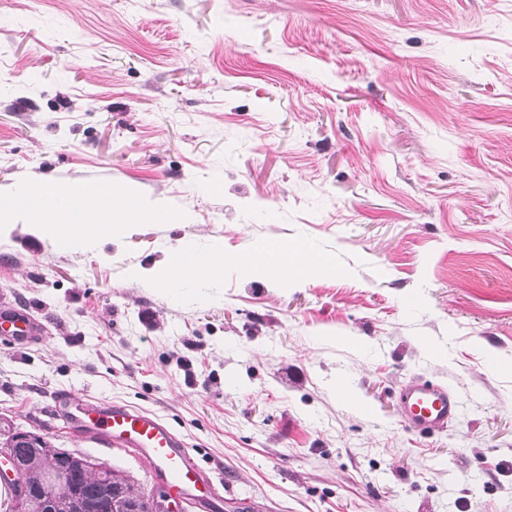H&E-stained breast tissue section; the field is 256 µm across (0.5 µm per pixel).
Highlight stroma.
<instances>
[{
	"label": "stroma",
	"mask_w": 512,
	"mask_h": 512,
	"mask_svg": "<svg viewBox=\"0 0 512 512\" xmlns=\"http://www.w3.org/2000/svg\"><path fill=\"white\" fill-rule=\"evenodd\" d=\"M42 179L182 221L86 250L0 231V310L45 328L0 338V425L147 493L53 399L155 412L223 512H512V0H0V194ZM184 242L338 273L152 287ZM415 378L458 400L446 428L403 423Z\"/></svg>",
	"instance_id": "stroma-1"
}]
</instances>
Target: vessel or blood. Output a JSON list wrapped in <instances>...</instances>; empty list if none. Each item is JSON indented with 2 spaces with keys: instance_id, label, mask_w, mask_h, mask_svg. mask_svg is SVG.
<instances>
[{
  "instance_id": "vessel-or-blood-1",
  "label": "vessel or blood",
  "mask_w": 512,
  "mask_h": 512,
  "mask_svg": "<svg viewBox=\"0 0 512 512\" xmlns=\"http://www.w3.org/2000/svg\"><path fill=\"white\" fill-rule=\"evenodd\" d=\"M5 330L17 341L39 338L41 327L21 310L4 320ZM399 404L403 422L419 432H433L457 418V399L440 384L415 379L402 386ZM56 412L70 426L87 436L146 457L154 466L166 493L185 498L197 512H219L220 507L206 493L211 478L192 448L171 425L158 415L131 405L91 401L74 394L60 398Z\"/></svg>"
}]
</instances>
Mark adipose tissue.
I'll list each match as a JSON object with an SVG mask.
<instances>
[{"label": "adipose tissue", "mask_w": 512, "mask_h": 512, "mask_svg": "<svg viewBox=\"0 0 512 512\" xmlns=\"http://www.w3.org/2000/svg\"><path fill=\"white\" fill-rule=\"evenodd\" d=\"M36 204L48 209V220H37L32 210ZM20 217L37 225L49 241L84 249L120 235L130 224H172L179 220L178 214L147 202L134 190L106 184L81 188L56 181L20 182L9 193L0 195V229L15 224ZM214 255L220 256V263H211ZM228 265L247 278L286 284L336 272L332 257L312 252L304 244L269 242L227 256L219 245L200 251L184 243L168 253L164 263L153 271L152 281L157 286L176 281L180 286L192 287L203 280L220 278Z\"/></svg>", "instance_id": "adipose-tissue-1"}]
</instances>
